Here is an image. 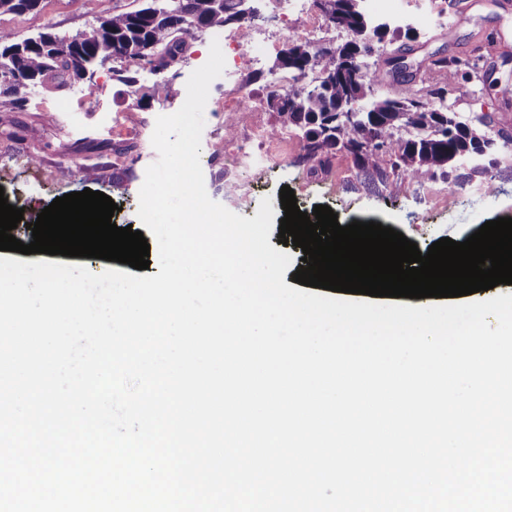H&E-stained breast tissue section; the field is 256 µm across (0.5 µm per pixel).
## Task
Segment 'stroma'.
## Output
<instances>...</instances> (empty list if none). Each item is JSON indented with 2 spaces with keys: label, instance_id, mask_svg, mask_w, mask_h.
Returning <instances> with one entry per match:
<instances>
[{
  "label": "stroma",
  "instance_id": "1",
  "mask_svg": "<svg viewBox=\"0 0 512 512\" xmlns=\"http://www.w3.org/2000/svg\"><path fill=\"white\" fill-rule=\"evenodd\" d=\"M467 19L457 22L447 14L445 0H365L367 11L380 18L396 14L409 20L417 34L408 57L420 67L431 55L481 49L484 58L479 76L463 92L449 99L451 111L470 115L505 112L512 116V0H459ZM140 0H42L38 10L23 15L0 14V27L26 38L51 30L61 34L90 31L98 19L120 11L137 9ZM263 12L275 14L271 24L254 22L250 43L260 66L240 64L234 73H223L210 85L204 110L200 164L209 197L228 210L254 217L263 198H270L275 219H282L280 190L293 189L301 211L326 205L337 213L340 225L364 219L402 232L427 251L442 238L462 242L485 222L512 218V170L493 171L488 179L464 184H425L422 190L394 182L393 198L383 200L355 185L356 171L349 158L334 162L324 180L307 179L295 164L300 145L284 138L265 143L270 162L241 160L224 142V103L232 99L242 79L256 69H268L288 38L304 39L299 11L318 15L313 0H264ZM220 30L201 34L193 46L179 56L164 76L171 84L168 100L146 98L144 92L156 76L137 73L135 83L122 81L119 63L96 68L91 80L62 88L36 87L28 91L21 111L0 112V123L12 121L13 138L0 136V186L7 188L16 207L24 211L15 236L30 243V226L38 213L55 198L84 189L100 191L119 206L112 221L117 226L141 230L137 216L139 190L147 167L158 154L151 143L157 116L178 111L186 98L190 74L208 59L213 40L223 39ZM95 94H87V86ZM57 122H50L49 114ZM98 172L96 181L84 178L85 168ZM68 177H60V170ZM498 191L488 194L487 183Z\"/></svg>",
  "mask_w": 512,
  "mask_h": 512
}]
</instances>
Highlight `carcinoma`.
Segmentation results:
<instances>
[{
    "label": "carcinoma",
    "instance_id": "cac0c4a2",
    "mask_svg": "<svg viewBox=\"0 0 512 512\" xmlns=\"http://www.w3.org/2000/svg\"><path fill=\"white\" fill-rule=\"evenodd\" d=\"M250 2L147 0L138 10L100 20L88 34L72 36L47 31L20 39L0 28V98L9 111L19 110L27 89L66 85L116 60L124 65L122 80L133 84L131 70L153 65L154 47L175 58L207 29L234 25L247 42L256 14ZM363 2L314 0L329 26L346 33L348 40L314 47L288 38L268 73H293V88L270 91L263 99L274 114L267 137L297 138L299 159L312 176L331 173V161L339 155L351 158L360 183L383 197L393 177L413 185L437 180L461 184L499 168L502 150L512 152V127L492 112L465 118L446 105L449 94L472 81L481 57L460 53L432 61L424 86L415 90L416 75L389 73L382 53L376 52L386 42L389 55L403 57L414 51V37L398 26L373 24ZM373 55L377 60L370 64L367 58ZM250 117L247 103L224 115V138H235ZM489 142L496 163L488 169L463 166Z\"/></svg>",
    "mask_w": 512,
    "mask_h": 512
}]
</instances>
